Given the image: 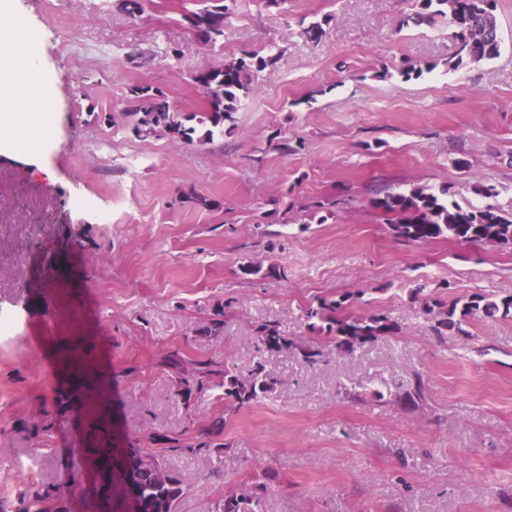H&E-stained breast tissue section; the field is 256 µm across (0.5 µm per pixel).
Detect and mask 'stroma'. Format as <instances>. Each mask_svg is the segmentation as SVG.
Returning a JSON list of instances; mask_svg holds the SVG:
<instances>
[{"instance_id": "1", "label": "stroma", "mask_w": 512, "mask_h": 512, "mask_svg": "<svg viewBox=\"0 0 512 512\" xmlns=\"http://www.w3.org/2000/svg\"><path fill=\"white\" fill-rule=\"evenodd\" d=\"M18 7L39 36L56 122L42 153L0 155V207L46 205L29 223L0 224V306L20 316L16 337L0 339L8 512L57 489L70 512H90L73 480L90 469L97 413L119 445L187 478L180 512H214L267 469L277 478L264 512H512V318H476L468 335L440 339L410 296L418 286L446 302L512 295V249L401 242L375 206L448 185L455 202L480 207L476 188L491 184L512 214V0H496L499 56L455 69L447 18L409 23L420 0H234L214 44L189 23L192 0H147L135 18L119 0ZM248 54L274 61L230 133L189 146L133 132L134 88L190 116L207 108L193 75ZM408 61L420 76H400ZM189 192L216 208L180 202ZM80 195L96 207L74 208ZM248 262L262 273L244 274ZM349 294L352 313H388L401 333L350 354L326 345L304 311ZM219 306L223 336L198 335ZM264 322L321 344L320 363L258 351ZM172 350L238 375L260 361L277 384L228 413L221 380L182 395L160 364ZM86 370L107 375L100 404L61 403ZM418 379L423 403L402 407L397 394ZM221 413L223 451L192 454ZM30 457L27 480L17 467Z\"/></svg>"}]
</instances>
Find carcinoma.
<instances>
[{
  "label": "carcinoma",
  "instance_id": "carcinoma-1",
  "mask_svg": "<svg viewBox=\"0 0 512 512\" xmlns=\"http://www.w3.org/2000/svg\"><path fill=\"white\" fill-rule=\"evenodd\" d=\"M198 8L189 12L187 19L197 34L208 42L224 39V20L229 7L223 0H193ZM495 0H421V12L416 14L417 24L431 23L437 16L446 17L454 28L460 44L461 55L451 68L458 67L463 59L480 62L497 57L501 40L493 14ZM272 58L251 55L224 62V66L198 73L196 85L208 100V110L191 117L171 111L167 96L150 87L133 90L137 102L134 115L138 116L133 131L139 137L165 136L186 144L205 145L224 130H233L235 113L241 97L253 89L254 73L271 65ZM453 191L448 186L434 192L425 187H414L407 192H391L375 201L377 208L390 215L389 224L397 240L426 243L448 238L460 243L488 245L499 248L512 247V214L503 212L492 203L482 207H462L450 200ZM414 298L423 301L425 312L433 322L432 328L439 336H467L465 325L475 317L494 319L512 317V295L498 300L484 294H471L451 302H443L423 294V289L413 290ZM352 296L339 299L321 298L310 307L305 318L313 332H327L339 353H352L356 349L377 341L381 337L395 336L401 327L382 312L367 315H347L346 308ZM200 336H220L224 333V306H219L213 317L197 330ZM260 351L296 350L311 366L320 362L323 351L314 344H298L285 336L278 325L270 322L254 327ZM161 365L172 370L183 387V394L191 396V380L201 383L219 378L224 386V405L240 410L259 400L274 389L276 381L269 376L262 362H256L245 375L232 374L214 361H199L193 372L185 368L180 351L173 350L161 359ZM226 418L218 415L199 430L201 447L217 451L224 447L219 442L224 433ZM88 454L94 467L110 465L109 481L112 484L113 505L111 512H129L127 476H133L136 512H179L187 480L168 472V482L162 484L158 475L163 471L159 460L140 448H100L93 446ZM25 512H69L68 498L63 492L35 493ZM215 512H261V497L256 492H232L224 496Z\"/></svg>",
  "mask_w": 512,
  "mask_h": 512
}]
</instances>
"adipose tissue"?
Masks as SVG:
<instances>
[{
	"mask_svg": "<svg viewBox=\"0 0 512 512\" xmlns=\"http://www.w3.org/2000/svg\"><path fill=\"white\" fill-rule=\"evenodd\" d=\"M17 0H0V153L29 154L51 99L36 37L17 21Z\"/></svg>",
	"mask_w": 512,
	"mask_h": 512,
	"instance_id": "ef3b65f1",
	"label": "adipose tissue"
}]
</instances>
